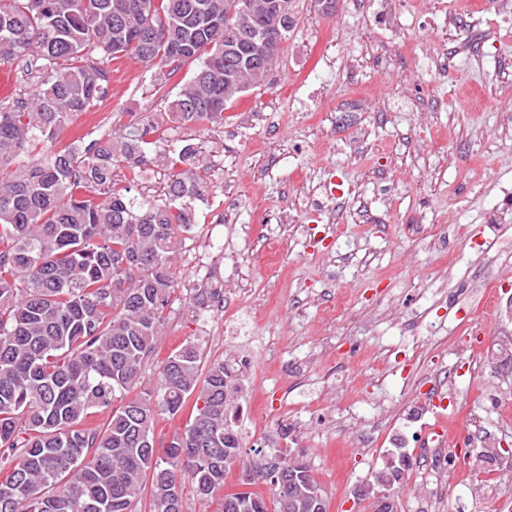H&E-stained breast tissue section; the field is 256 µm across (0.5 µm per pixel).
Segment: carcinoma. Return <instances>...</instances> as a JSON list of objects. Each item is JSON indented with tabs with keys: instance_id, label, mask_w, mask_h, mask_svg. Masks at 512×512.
<instances>
[{
	"instance_id": "1",
	"label": "carcinoma",
	"mask_w": 512,
	"mask_h": 512,
	"mask_svg": "<svg viewBox=\"0 0 512 512\" xmlns=\"http://www.w3.org/2000/svg\"><path fill=\"white\" fill-rule=\"evenodd\" d=\"M264 2L0 0V64L30 81L0 97V168L19 163L0 176V512H137L146 498L148 512H186L183 475L218 512H327L309 464L280 447L285 433L243 450L244 376L231 362L188 341L152 387L144 368L204 188L192 145L175 157L146 146L188 123L219 125L228 105L269 85L283 48L236 79L237 46L224 50V38L264 21ZM125 55L156 59L169 76L196 67L164 111L58 147L109 94L105 63ZM160 162L164 197L133 193ZM191 398L183 432L157 448L156 417ZM236 466L247 489L226 494Z\"/></svg>"
}]
</instances>
